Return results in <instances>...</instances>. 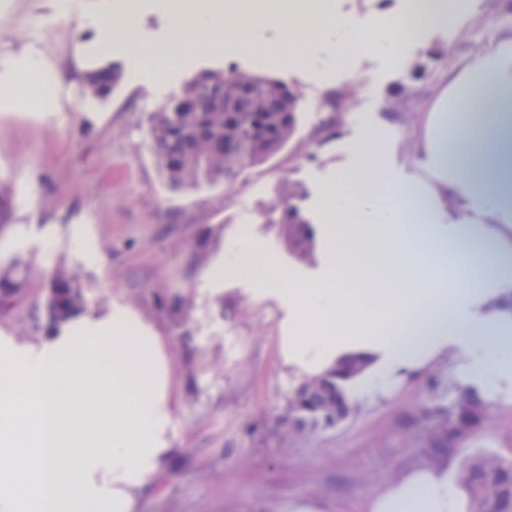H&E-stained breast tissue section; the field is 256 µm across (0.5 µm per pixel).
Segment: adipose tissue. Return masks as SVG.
I'll return each mask as SVG.
<instances>
[{
    "mask_svg": "<svg viewBox=\"0 0 512 512\" xmlns=\"http://www.w3.org/2000/svg\"><path fill=\"white\" fill-rule=\"evenodd\" d=\"M167 37L130 56L142 80L170 74L194 43L251 51L277 21L288 64L343 70L385 19L335 14L330 0H157ZM400 134L364 123L353 161L324 190L314 232L325 261L311 281L257 277L248 226L229 235L203 286L228 275L252 281L277 317V353L297 380L325 376L358 357L366 370L341 380L347 401L390 394L449 344L475 355L477 379L512 364V37L465 58L436 91L414 136L421 181L400 175L387 153ZM52 224H21L0 240V265L30 251L51 260ZM457 265H449V258ZM178 414L156 329L131 308L77 310L22 341L0 329V512H135L173 452ZM365 512H476L467 490L421 467L364 494Z\"/></svg>",
    "mask_w": 512,
    "mask_h": 512,
    "instance_id": "adipose-tissue-1",
    "label": "adipose tissue"
}]
</instances>
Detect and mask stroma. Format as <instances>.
<instances>
[{
	"instance_id": "1",
	"label": "stroma",
	"mask_w": 512,
	"mask_h": 512,
	"mask_svg": "<svg viewBox=\"0 0 512 512\" xmlns=\"http://www.w3.org/2000/svg\"><path fill=\"white\" fill-rule=\"evenodd\" d=\"M115 4L70 0L64 12L59 0H0V83L27 59L71 74L48 105L34 92L0 94V207L7 213L0 239L18 224H88L103 258L98 271L65 248L47 265L33 255L14 258L6 270L23 282L36 316L0 315V328L36 338L34 321L46 316L42 298L51 282L66 281L77 288L78 309L118 302L159 330L180 425L176 452L138 512H288L302 499L361 512L364 492L415 467L439 466L461 481L463 455L432 453L418 421L447 404L449 383L471 384L466 347L430 362L391 395L355 402L335 428L289 432L281 418L297 381L280 367L273 312L244 294L237 277H225L216 294L199 286L226 248L225 229L239 224L250 226L261 252L314 278L321 250L308 259L293 254L275 206L292 200L311 223H322L324 178L348 162V144L362 131L357 113L366 107L397 125L394 161L416 174L412 134L423 127L439 79L512 34V0H482L480 13L406 45L401 59L363 51L343 72L284 62L273 51L279 32L269 26L252 53H189L160 87L131 73L124 45L107 44ZM107 66L120 70V81L107 96L90 94L86 75ZM231 67L299 94L295 133L235 182L171 188L156 164L149 116L194 74ZM479 389L490 408L471 449L512 459V371Z\"/></svg>"
}]
</instances>
